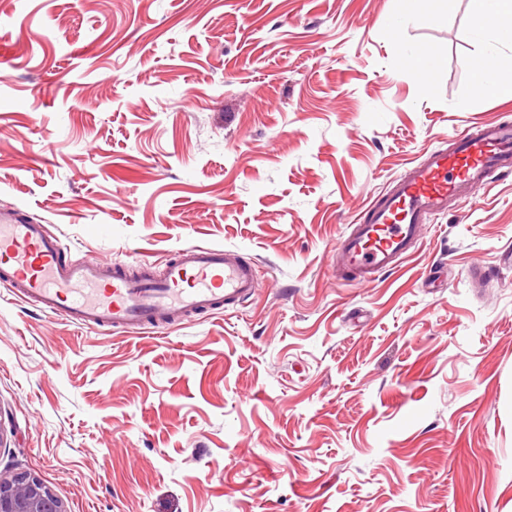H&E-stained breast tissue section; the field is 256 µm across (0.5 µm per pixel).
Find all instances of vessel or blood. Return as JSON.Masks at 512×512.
Here are the masks:
<instances>
[{
    "instance_id": "b4317fda",
    "label": "vessel or blood",
    "mask_w": 512,
    "mask_h": 512,
    "mask_svg": "<svg viewBox=\"0 0 512 512\" xmlns=\"http://www.w3.org/2000/svg\"><path fill=\"white\" fill-rule=\"evenodd\" d=\"M511 167L512 125L474 119L362 209L342 243L344 267L367 282L400 268L431 216ZM257 280L250 259L204 245L180 249L158 277L120 273L108 262H72L45 225L0 210V287L74 324L128 333L168 326L186 312L217 311L248 298Z\"/></svg>"
}]
</instances>
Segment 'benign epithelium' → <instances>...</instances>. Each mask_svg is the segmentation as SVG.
Returning a JSON list of instances; mask_svg holds the SVG:
<instances>
[{"instance_id": "obj_1", "label": "benign epithelium", "mask_w": 512, "mask_h": 512, "mask_svg": "<svg viewBox=\"0 0 512 512\" xmlns=\"http://www.w3.org/2000/svg\"><path fill=\"white\" fill-rule=\"evenodd\" d=\"M0 512H67L63 501L38 477L17 472L0 475Z\"/></svg>"}]
</instances>
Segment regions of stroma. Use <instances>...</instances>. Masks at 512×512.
I'll use <instances>...</instances> for the list:
<instances>
[{"label": "stroma", "instance_id": "stroma-1", "mask_svg": "<svg viewBox=\"0 0 512 512\" xmlns=\"http://www.w3.org/2000/svg\"><path fill=\"white\" fill-rule=\"evenodd\" d=\"M0 0V210L70 260L255 259L162 332L0 290V474L67 512H512V175L363 284L358 210L473 117L471 0ZM480 266L486 283L470 273Z\"/></svg>", "mask_w": 512, "mask_h": 512}]
</instances>
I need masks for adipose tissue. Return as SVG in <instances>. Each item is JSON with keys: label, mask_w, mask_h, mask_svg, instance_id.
<instances>
[{"label": "adipose tissue", "mask_w": 512, "mask_h": 512, "mask_svg": "<svg viewBox=\"0 0 512 512\" xmlns=\"http://www.w3.org/2000/svg\"><path fill=\"white\" fill-rule=\"evenodd\" d=\"M472 6L477 17L473 39L486 48L474 91L486 97L512 98V80L499 77L507 65L503 51L512 49V0H472Z\"/></svg>", "instance_id": "1"}]
</instances>
